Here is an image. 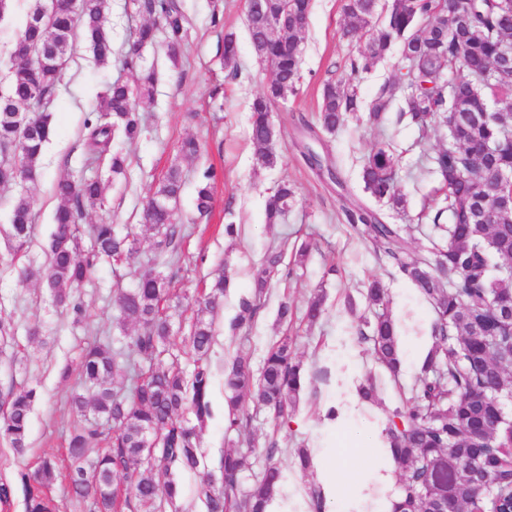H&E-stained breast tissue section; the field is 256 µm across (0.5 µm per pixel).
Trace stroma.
I'll return each mask as SVG.
<instances>
[{"mask_svg":"<svg viewBox=\"0 0 512 512\" xmlns=\"http://www.w3.org/2000/svg\"><path fill=\"white\" fill-rule=\"evenodd\" d=\"M189 16L188 39L178 61H170L163 42L147 48L144 56L158 70L154 101L146 109L147 121L140 139L127 146L130 158L126 178L117 180L107 193L108 209L84 207L82 224L103 221L138 239L134 259L116 266L98 261L89 280L79 288L81 317L56 308L46 285L24 281L21 268L47 262L44 244L51 232L53 214L59 204L54 185L63 177L106 175V165L87 164L84 123L96 111L98 96L107 84L135 75L118 67L96 63L83 38H76L72 55L62 75L60 95L54 109L55 133L41 159V175L33 182L0 186V316L11 318L15 340L9 352L0 354V386L35 389L37 399L31 414L28 450L16 455L7 441L0 440V483L19 484L20 475L32 471L38 458L62 457L69 437L83 418L72 410L68 398L76 383L82 349L95 337L108 336L117 350L127 349L134 327H120L113 319L115 291L134 287L140 272L151 266L155 235L143 226L141 214L154 183L172 163H179L185 185L177 209L186 227L180 247L181 271L172 291L181 301L174 315L170 351L184 371H192L194 358L189 337L195 317L193 297L218 267L232 274V286L213 319L216 340L209 356L212 371L211 416L199 430L202 461L197 471H179L181 487L177 502L180 512H206L198 496L203 475L218 473L226 449L249 450L248 466L238 476L240 489H248L267 462L282 469L288 490V512H307L309 489L320 484L315 470H300L293 462L299 448H323L330 455H343L356 483L367 481L379 466L373 451L388 415L400 406L401 390L411 388L419 372V355L433 345L431 306L405 281L387 258L376 256L372 247L340 221L342 207L366 202L361 169L366 155L380 141L390 142L398 161L399 189L407 209L398 215L387 212L389 223L401 225L411 251L426 250L433 237L431 212L442 203L436 178L417 172L423 151L450 146L446 126L436 124L428 134L402 119L403 97H396L382 127L367 124L365 113L346 121L335 135H323L316 122L323 80L340 74L361 44L345 36L347 19L343 0H312L313 8L302 34L303 81L297 95L278 103L272 112L277 129L276 166H256L249 141V104L269 79L267 68L253 55L244 0H181ZM223 16L220 25L210 22L212 12ZM132 0H111L107 24L114 50H124L135 28L143 22ZM235 33L239 45L237 79H228L222 52L225 32ZM197 139L201 155L178 159L176 146L185 137ZM329 154L339 170V181H331L310 167L305 149ZM214 168L213 210L198 218L195 205L196 181L207 168ZM289 180L298 188V200L281 223L265 221L266 201L272 187ZM28 195L35 224L28 247L13 252L5 233L11 220L14 199ZM239 229L236 239L224 235L226 223ZM312 249L292 278L273 280L263 307L251 325L234 330L230 322L241 299L251 297L253 271L274 242L285 245V264L294 262L302 242ZM335 275H327L328 267ZM382 280L389 311L400 328L401 369L391 375L373 358L370 346L358 342L355 327L360 318L371 316L361 288L370 277ZM323 297L324 315L315 325L276 321L281 299H289L296 311H304L314 297ZM289 335L298 357L306 365L310 383L301 395L286 428L276 429L271 416L245 402L251 417L242 433L227 432L224 425L226 395L224 365L237 353L247 354L252 370H260L274 342ZM24 359L23 367L12 366V356ZM347 374L353 385L366 380L376 383L372 413L353 412L343 430L328 426L323 413L340 404L345 394L338 385L339 374ZM278 437L280 450L267 458L265 446Z\"/></svg>","mask_w":512,"mask_h":512,"instance_id":"stroma-1","label":"stroma"}]
</instances>
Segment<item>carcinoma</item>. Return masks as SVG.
I'll use <instances>...</instances> for the list:
<instances>
[{
    "mask_svg": "<svg viewBox=\"0 0 512 512\" xmlns=\"http://www.w3.org/2000/svg\"><path fill=\"white\" fill-rule=\"evenodd\" d=\"M312 0H265L261 13L246 16L251 46L258 49L270 80L250 104V142L257 166L277 163V135L270 133L271 112L282 101L283 89L294 95L302 76L301 30L294 18L309 15ZM149 20L137 29L132 48L120 58L122 67L136 72L135 84L114 82L100 94L97 115L85 121L88 160L108 163L112 178L123 175L128 157L122 146L138 140L142 132L140 107L153 101L157 82L155 66L141 64L143 49L153 45L156 32L166 36L168 58L177 61L188 34V19L177 0H134ZM435 0H345L349 18L346 34L364 42V50L350 68L322 82L318 123L329 135L340 129L350 114L368 111L377 126L400 91L409 120L422 133L435 123L452 124L451 148L427 156V172L435 175L444 202L431 222L446 236L433 242L424 254L410 255L401 228L388 224L378 212L358 205L342 208L347 225L374 252L392 260L398 273L432 306L434 347L402 406L387 418L385 442L403 472L399 497L391 512H435V502L418 496L421 478L434 464L448 469V495L461 512H504L512 501V425L492 427L497 407L495 388L512 377V365L498 349L512 346V327L500 316L512 310V207L497 212L496 223L484 222V208L499 199L502 189L491 174L512 172V128L499 124L488 98L512 99V70L494 71L502 42L512 39V0H453L455 20L448 28L436 21ZM109 0H78L72 9L50 7L49 0H29L27 22L17 34L9 56L11 80L0 93V186L16 183L17 174L34 182L40 175L41 154L53 134L60 78L66 68L77 30L94 59L106 65L112 59V37L105 25ZM398 51L407 64L404 77L384 84L368 103L360 97L357 76ZM238 44L233 33L224 34L223 61L237 75ZM459 71L465 78L448 84L445 74ZM213 170L204 171L196 188V209L201 217L212 208ZM363 192L378 204L400 212L405 199L397 186L396 159L390 143L371 149L361 171ZM184 185L177 163L148 197L143 223L156 233L158 262L139 275L136 286L117 290L118 324L137 327L131 351L112 350L109 342L95 341L84 350L80 365L81 387L71 396L80 414L91 409L93 419L70 436L68 465L44 458L33 473L21 474V488L0 483V506L23 493L26 512H58L52 485L62 479L91 512H162L180 497L173 479L177 471L200 466L196 427L181 419L189 411L202 426L211 415V372L206 364L214 343L211 315L223 301L231 278L217 273L194 298L196 317L190 345L196 355L191 374L175 359L164 360L172 335L169 286L175 278L178 242L177 203ZM60 199L53 215V231L46 246L47 264L27 267L25 280L47 285L55 306L81 311L75 292L89 279L94 261L126 262L137 252L136 239L121 235L109 223L90 228V248L80 243L79 219L83 205L105 207L102 179L65 178L57 182ZM297 192L287 181L276 183L266 203V223L277 224L296 201ZM32 208L25 195L12 206L6 231L8 246L20 251L32 232ZM282 249L268 247L253 275L254 295L239 303L233 326L250 324L273 275L290 278L293 269L281 270ZM366 300L385 303L382 282L372 279ZM358 339L370 342L375 359L391 373L400 368L396 323L384 309L357 328ZM122 387L114 386L115 378ZM309 380L297 359L290 336L281 337L268 350L259 378H254L248 358L238 355L224 366L227 392V430L249 424L240 408L251 397L272 413L276 425L285 427ZM37 394L33 389L0 390V439L20 455L27 449L30 417ZM153 432L146 444L142 432ZM105 447L88 459L91 443ZM248 453L224 451L220 479L207 475L198 493L206 512H237L246 504L252 512H265L267 502L282 486V471L268 464L243 494L237 476L246 468ZM122 476L123 481L115 478Z\"/></svg>",
    "mask_w": 512,
    "mask_h": 512,
    "instance_id": "cac0c4a2",
    "label": "carcinoma"
}]
</instances>
